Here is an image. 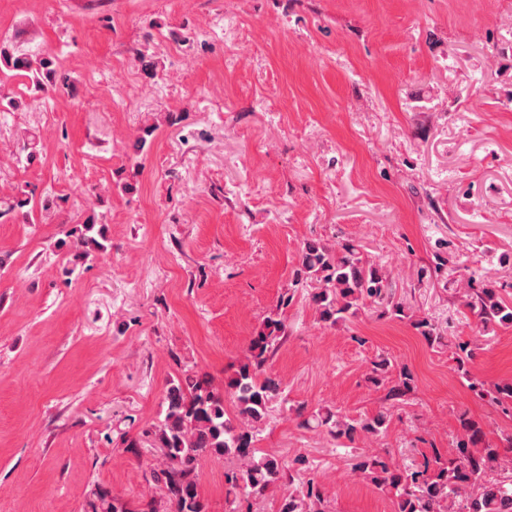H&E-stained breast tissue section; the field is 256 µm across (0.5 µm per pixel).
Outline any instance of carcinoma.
Returning <instances> with one entry per match:
<instances>
[{"mask_svg": "<svg viewBox=\"0 0 512 512\" xmlns=\"http://www.w3.org/2000/svg\"><path fill=\"white\" fill-rule=\"evenodd\" d=\"M16 75L26 78L35 94L56 88L54 61L23 49H9L0 44V62ZM30 203L20 187L0 196V218L21 211ZM70 235L81 257L104 253L108 249L104 223L88 217ZM293 287H311L309 304L319 322L332 327L358 315L368 306H377L387 314L405 318L403 303L394 300L385 269L370 259L363 246L347 240L337 246L317 241L303 244ZM464 305L478 318L482 331L512 327V304L501 297L497 281L482 266L467 270L463 281ZM290 294L279 296L255 329L243 357L219 390L205 377L186 376L169 388L164 419L153 431L154 446L163 458L161 470L164 497L174 512H205L198 491V470L207 457H232L237 469L226 474L225 502L232 506L242 492L263 495L284 484L285 462L275 454L257 455L256 433L269 418L270 405L282 393V382L267 373L268 355L288 335L285 311ZM412 327L431 346L447 347V331L432 317L419 315ZM474 357L470 343L462 342L453 353L457 371L471 378L470 391L488 399L512 419V380L487 384L470 377L467 365ZM395 369L392 359L380 354L371 362L368 380L377 385L389 379ZM406 370L390 389L391 396L406 395L413 388ZM236 407L230 418L225 399ZM303 427L325 429L336 439L367 441L387 428L386 410L370 416L349 418L330 408L321 407L303 415L304 406L295 408ZM461 436L443 455L433 452L420 468L400 467L374 451H363L354 458L352 471L381 493L394 500L395 512H512V486L485 480L487 473L512 468V435L501 444L486 439L482 425L462 413L458 417ZM325 493L320 477L310 476L297 488L283 491L278 512H326Z\"/></svg>", "mask_w": 512, "mask_h": 512, "instance_id": "cac0c4a2", "label": "carcinoma"}]
</instances>
